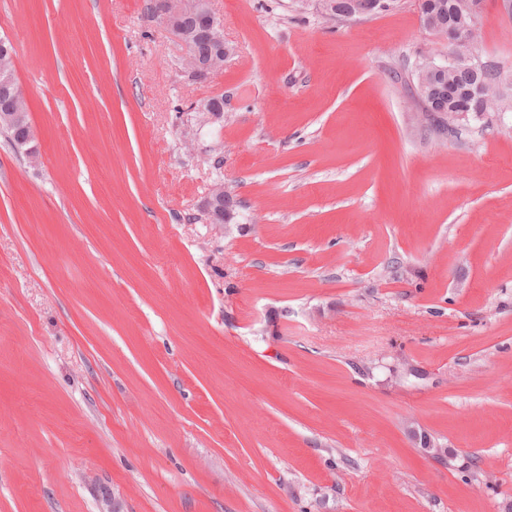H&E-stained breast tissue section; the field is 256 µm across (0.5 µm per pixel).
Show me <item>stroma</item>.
<instances>
[{
    "mask_svg": "<svg viewBox=\"0 0 512 512\" xmlns=\"http://www.w3.org/2000/svg\"><path fill=\"white\" fill-rule=\"evenodd\" d=\"M213 7L198 80L150 0H0V512H512V109L424 120L417 0ZM323 10L331 17H336L341 15V17L344 18H351L355 16H363L370 14L371 10L374 8L375 5H372L370 3L361 2V1H350L349 2V9L341 13L338 9V2L334 0H320L319 1ZM365 3V7L362 6V4ZM9 75L17 88H21L20 95L18 97V100L14 103V108L19 112H24L26 114L27 122L30 124L29 120V105L28 100L25 95L24 90L19 85L16 76H15V60L13 58H2L0 57V79L3 75ZM11 108V105L7 102H5L3 99H0V113L1 112H9V109ZM19 112H9L12 113L10 115V118L12 119L13 123L17 126L22 127L26 130L27 133H25V137L20 139L19 144L24 145L27 142L30 141L31 138L34 137L33 130L30 128L29 125L23 126L24 117L23 114ZM230 199H232V195L226 189L224 191L211 190L205 207L212 223L220 224L223 221L229 223L232 220L236 205L231 210V217L224 220V214L228 213L231 205Z\"/></svg>",
    "mask_w": 512,
    "mask_h": 512,
    "instance_id": "obj_1",
    "label": "stroma"
}]
</instances>
